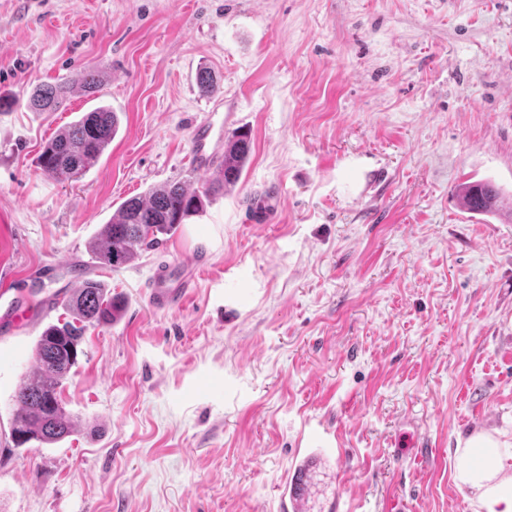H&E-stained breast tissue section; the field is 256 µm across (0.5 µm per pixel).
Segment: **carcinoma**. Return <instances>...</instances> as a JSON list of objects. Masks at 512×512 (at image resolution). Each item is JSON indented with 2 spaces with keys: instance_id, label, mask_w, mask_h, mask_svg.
I'll use <instances>...</instances> for the list:
<instances>
[{
  "instance_id": "1",
  "label": "carcinoma",
  "mask_w": 512,
  "mask_h": 512,
  "mask_svg": "<svg viewBox=\"0 0 512 512\" xmlns=\"http://www.w3.org/2000/svg\"><path fill=\"white\" fill-rule=\"evenodd\" d=\"M71 92L68 82L41 84L28 96L35 112H56ZM116 113L98 107L61 129L46 143L39 155L42 173L67 180L86 172L112 142L118 129ZM251 153L250 137L242 133L224 150L219 178L203 194L190 192L181 182L154 188L148 197L125 201L112 220L103 225L91 252L104 267L117 268L135 260L138 250L159 242L202 206L201 196L215 195L235 186ZM462 206L473 213H492L499 200L498 189L487 182L468 183L460 189ZM71 319L49 324L40 334L35 351L37 365L15 393L11 435L16 446L32 441L56 444L75 429L60 399V388L78 365L80 345L87 326L108 324L119 311L104 284L84 278L64 302Z\"/></svg>"
}]
</instances>
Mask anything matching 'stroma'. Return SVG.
<instances>
[{"instance_id":"35a3bbf8","label":"stroma","mask_w":512,"mask_h":512,"mask_svg":"<svg viewBox=\"0 0 512 512\" xmlns=\"http://www.w3.org/2000/svg\"><path fill=\"white\" fill-rule=\"evenodd\" d=\"M64 80V108L28 109ZM0 96V283L52 264L33 301L85 275L122 303L84 332L54 445L15 447L11 421L67 312L0 330V512H282L306 460V512H483L458 471L487 432L512 472V222L459 188L512 206V0H0ZM103 104V155L45 177L43 146ZM212 117L250 134L240 181L100 267L124 201L215 179L190 162ZM200 250L188 303L151 307L157 267ZM499 199V191L491 183H468L460 189L462 206L473 213L495 212Z\"/></svg>"}]
</instances>
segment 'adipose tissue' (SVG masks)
Here are the masks:
<instances>
[{"instance_id": "1", "label": "adipose tissue", "mask_w": 512, "mask_h": 512, "mask_svg": "<svg viewBox=\"0 0 512 512\" xmlns=\"http://www.w3.org/2000/svg\"><path fill=\"white\" fill-rule=\"evenodd\" d=\"M499 455L498 441L486 433L463 445L459 477L479 491L485 512H512V476H499L493 466Z\"/></svg>"}]
</instances>
